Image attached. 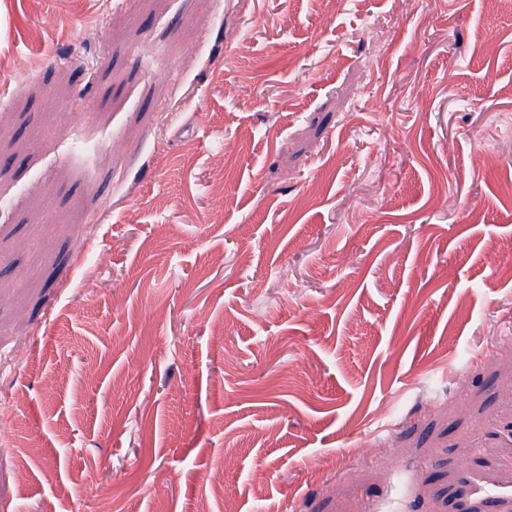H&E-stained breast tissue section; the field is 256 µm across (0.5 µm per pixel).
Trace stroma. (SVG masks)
I'll use <instances>...</instances> for the list:
<instances>
[{
	"instance_id": "35a3bbf8",
	"label": "stroma",
	"mask_w": 512,
	"mask_h": 512,
	"mask_svg": "<svg viewBox=\"0 0 512 512\" xmlns=\"http://www.w3.org/2000/svg\"><path fill=\"white\" fill-rule=\"evenodd\" d=\"M510 115L495 0H0V512H512Z\"/></svg>"
}]
</instances>
